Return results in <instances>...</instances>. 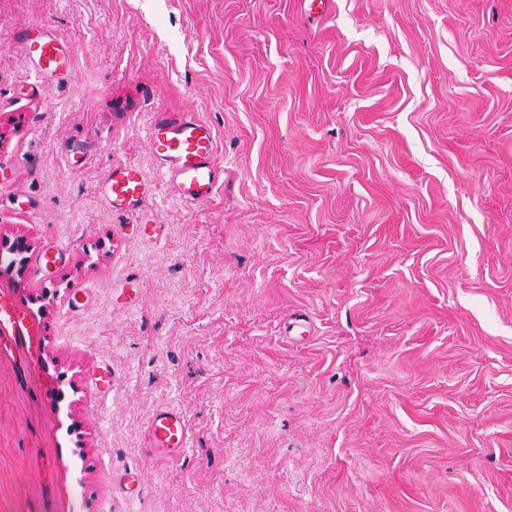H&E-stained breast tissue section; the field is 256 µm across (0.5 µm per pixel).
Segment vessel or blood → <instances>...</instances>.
Here are the masks:
<instances>
[{
	"instance_id": "vessel-or-blood-1",
	"label": "vessel or blood",
	"mask_w": 512,
	"mask_h": 512,
	"mask_svg": "<svg viewBox=\"0 0 512 512\" xmlns=\"http://www.w3.org/2000/svg\"><path fill=\"white\" fill-rule=\"evenodd\" d=\"M20 41L37 80L51 83L63 79L72 68L73 48L48 31H22ZM148 148L162 177L190 206L208 202L223 181L224 169L216 160L215 135L211 125L190 111L154 113L146 133ZM152 186L131 165L111 167L98 184L104 201L120 212H136ZM0 333L17 347L27 345L30 328L9 293L0 290ZM143 446L152 455L177 458L190 446V428L181 412L158 409L143 434Z\"/></svg>"
}]
</instances>
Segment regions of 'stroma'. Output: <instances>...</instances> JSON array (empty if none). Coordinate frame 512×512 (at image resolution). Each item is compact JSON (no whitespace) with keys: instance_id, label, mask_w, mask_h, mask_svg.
Masks as SVG:
<instances>
[{"instance_id":"stroma-1","label":"stroma","mask_w":512,"mask_h":512,"mask_svg":"<svg viewBox=\"0 0 512 512\" xmlns=\"http://www.w3.org/2000/svg\"><path fill=\"white\" fill-rule=\"evenodd\" d=\"M26 27L76 54L39 94ZM186 109L199 208L146 142ZM0 130V232L68 246L0 276L34 330L0 334V512H512V0H0ZM162 177L189 206L208 202L223 182L211 125L195 112H157L146 133ZM104 201L115 211L133 213L151 192L152 186L132 165L111 167L98 183ZM143 446L152 455L178 458L190 447V428L175 408L158 409L143 434Z\"/></svg>"}]
</instances>
